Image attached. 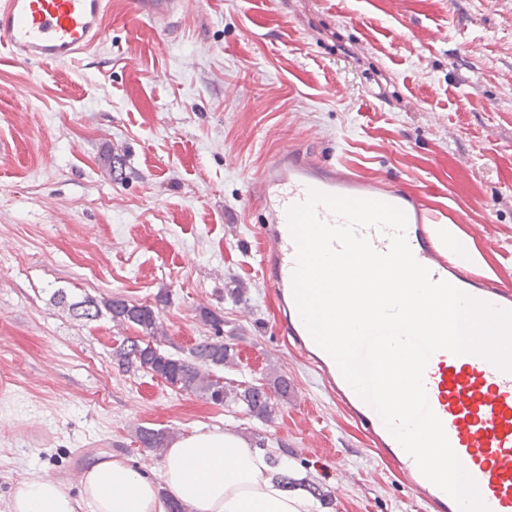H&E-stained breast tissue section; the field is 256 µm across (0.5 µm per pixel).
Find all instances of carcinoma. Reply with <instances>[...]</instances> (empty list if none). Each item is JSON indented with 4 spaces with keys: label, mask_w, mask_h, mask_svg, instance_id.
Listing matches in <instances>:
<instances>
[{
    "label": "carcinoma",
    "mask_w": 512,
    "mask_h": 512,
    "mask_svg": "<svg viewBox=\"0 0 512 512\" xmlns=\"http://www.w3.org/2000/svg\"><path fill=\"white\" fill-rule=\"evenodd\" d=\"M59 304L66 303L67 294L59 288L53 293ZM167 303V295H160L156 306L134 305L122 298L113 297L97 301L86 297L68 304V310L78 319L95 321L107 313L118 323H130L137 326L144 336L126 337L115 349L114 355L127 371H137L158 377L170 386L185 392H199L209 398L215 396L222 400L229 398L240 404L246 413L261 419H269L273 412L271 397L260 385L247 384L244 388L228 389L218 379L209 377L208 370L222 367L233 357V348L224 342V338L207 337L198 341L188 350V356L175 357L160 347L161 322L158 306ZM140 442L155 449L166 441V435L154 429L139 430Z\"/></svg>",
    "instance_id": "cac0c4a2"
}]
</instances>
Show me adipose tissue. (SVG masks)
Instances as JSON below:
<instances>
[{"instance_id": "1", "label": "adipose tissue", "mask_w": 512, "mask_h": 512, "mask_svg": "<svg viewBox=\"0 0 512 512\" xmlns=\"http://www.w3.org/2000/svg\"><path fill=\"white\" fill-rule=\"evenodd\" d=\"M79 496L57 478L38 475L13 491L7 512H324L305 489L276 479L265 452L228 430H197L168 445L158 475L117 454L85 473Z\"/></svg>"}]
</instances>
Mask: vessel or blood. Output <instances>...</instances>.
Returning <instances> with one entry per match:
<instances>
[{"label":"vessel or blood","mask_w":512,"mask_h":512,"mask_svg":"<svg viewBox=\"0 0 512 512\" xmlns=\"http://www.w3.org/2000/svg\"><path fill=\"white\" fill-rule=\"evenodd\" d=\"M203 6V0H131L130 11L137 21H166L178 11ZM105 13V0H0V48L19 62L64 64L103 40ZM251 190L265 213L261 273L276 298L280 331L312 362L325 389L364 427L383 457L394 463L409 499L426 504L431 512H459L456 502L422 475L376 409L352 389L310 336L293 293L296 245L287 211L306 202L313 190L381 201L405 213L406 240L433 281L450 282L502 310H512V281L475 274L482 258L478 239L466 231L457 211L431 205L429 188L388 192L382 181L286 149L253 179ZM424 386L430 408L489 512H512V371L474 353L439 350L428 361Z\"/></svg>","instance_id":"obj_1"}]
</instances>
